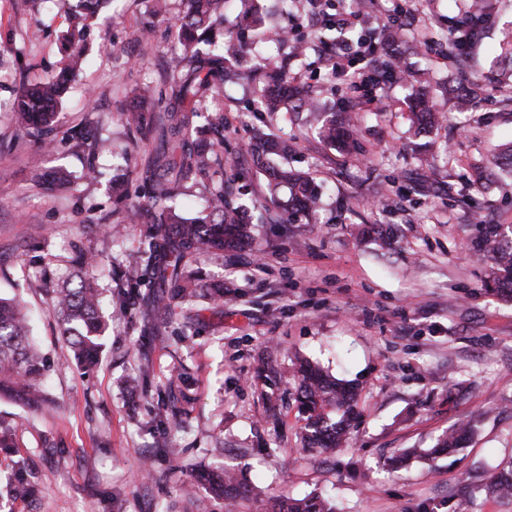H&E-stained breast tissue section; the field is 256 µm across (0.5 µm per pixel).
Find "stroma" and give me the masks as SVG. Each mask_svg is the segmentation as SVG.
<instances>
[{
	"label": "stroma",
	"mask_w": 512,
	"mask_h": 512,
	"mask_svg": "<svg viewBox=\"0 0 512 512\" xmlns=\"http://www.w3.org/2000/svg\"><path fill=\"white\" fill-rule=\"evenodd\" d=\"M261 23L239 31L241 0H228L224 36L253 61L287 59L291 77L349 112L360 146L348 158L322 143L305 114L255 111L227 86L224 191L254 222L257 250L201 253L193 270L224 279V300H199L173 315L149 311L145 287L113 311L98 366L71 368L46 283L66 279L83 252L102 260L98 285L116 294L139 260L146 233L128 207L148 202V152L122 113L132 91L167 89L166 60L185 0L153 15L150 0H113L95 19L87 64L65 95L49 134L17 127L6 106L21 85L51 77L69 26L68 0H0V293L24 284L34 332L56 370L52 407L0 401L15 446L0 450V492L15 469L33 493L0 512H226L197 475L218 466L242 490L236 512H268L271 498L331 496L339 512H512V499L479 494L512 458V302L485 288L489 259L473 245L512 225V172L493 158L512 144V0H491L465 63L442 58L465 19L466 0H419L433 42L402 33L409 71L424 75L441 116L426 140L447 152L435 174L418 155L409 119L411 86L385 84L368 108L318 51L297 39L318 31L325 0H255ZM286 137L289 167L322 190L314 218L265 202L250 156L255 129ZM62 168L69 184L46 190L31 173ZM99 172L85 178L86 166ZM128 183L115 204L112 179ZM122 227L111 237V225ZM388 231L386 245L363 227ZM192 335H178L182 326ZM319 364L358 388L359 417L347 445L304 450L297 360ZM479 416L472 443L451 456L414 458L390 470L404 448H429L440 433Z\"/></svg>",
	"instance_id": "1"
}]
</instances>
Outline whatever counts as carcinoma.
Masks as SVG:
<instances>
[{
	"label": "carcinoma",
	"instance_id": "1",
	"mask_svg": "<svg viewBox=\"0 0 512 512\" xmlns=\"http://www.w3.org/2000/svg\"><path fill=\"white\" fill-rule=\"evenodd\" d=\"M187 2L188 9L177 19L180 52L170 62V93L164 111H155V99L142 94L124 113L126 122L135 125L151 146L149 179L160 186L151 202L130 209L126 216L130 223L148 228L141 250V270L135 269L127 277L128 287L136 288L146 281L161 289L159 299L170 312L195 298L224 301V280L206 279L188 270L191 256L205 249L239 250L255 241L244 211L226 201L224 180H214L216 169L224 167V115L220 108H209V99L224 95L226 81H242L252 90L258 112L318 111L308 91L288 76L287 64L268 61L250 65L237 50L219 45L224 37V0ZM108 3L109 0H76L72 5L71 31L63 36L64 53L58 73L47 81L25 85L11 103L10 112L18 126L43 131L58 123L63 96L86 62L82 43L87 19L104 11ZM411 114L419 131L432 123L433 113L425 94L419 92L411 99ZM319 135L342 150L349 148L348 139L336 127L334 118L322 119ZM286 155L287 141L257 131L251 157L265 175L270 198L285 191L292 209L310 215L319 204L318 187L312 179L273 162ZM35 181L52 188L68 183L69 177L62 170H43L36 174ZM188 181L205 182L209 194L208 208L190 218L169 204L171 191ZM477 248L491 260L487 290L512 302V243H504L499 233L492 231L477 243ZM74 263V279L48 292L60 336L73 353L74 365L89 372L101 359L109 320L103 314L92 273L95 260L81 253ZM49 371L46 357L33 342L21 298L0 297V399L31 411L42 410L47 403L42 383ZM294 379L298 411L305 421L301 431L304 446L337 448L346 443L358 415L355 388L308 361L299 365ZM475 433L476 421L469 419L438 436L427 455L464 448ZM200 479L214 494L228 500L239 495L232 476L224 470L204 472ZM32 491L27 474L15 472L9 484L12 497H27ZM481 491L487 497H512V463L501 468ZM273 512L337 510L334 502L311 493L301 499L279 501Z\"/></svg>",
	"mask_w": 512,
	"mask_h": 512
}]
</instances>
